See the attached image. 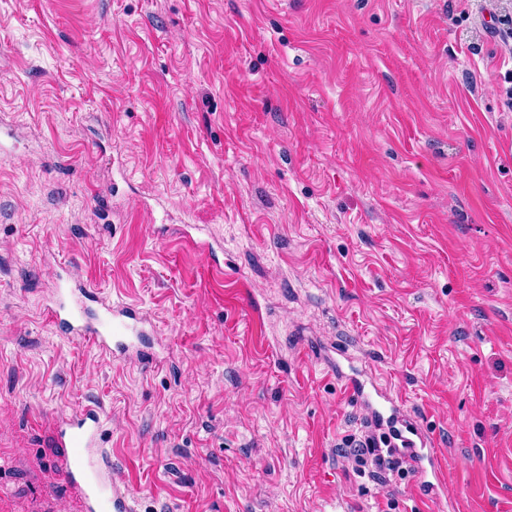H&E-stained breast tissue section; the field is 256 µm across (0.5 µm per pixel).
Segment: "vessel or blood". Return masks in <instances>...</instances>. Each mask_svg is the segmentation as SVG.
<instances>
[{
  "label": "vessel or blood",
  "mask_w": 512,
  "mask_h": 512,
  "mask_svg": "<svg viewBox=\"0 0 512 512\" xmlns=\"http://www.w3.org/2000/svg\"><path fill=\"white\" fill-rule=\"evenodd\" d=\"M47 312L61 333L90 340L115 357L125 356L133 348L144 323L135 308L106 306L94 312L65 289L51 299ZM343 388L357 405L370 410L373 427H391L392 438L407 448L406 462L419 492L430 499L440 498L444 485L440 456L420 429L396 428L402 413L399 400L357 379H345ZM102 428L99 411L91 408L54 417L50 441L58 452L59 466L78 497L81 512H136L128 489L112 469L110 452L101 445Z\"/></svg>",
  "instance_id": "obj_1"
}]
</instances>
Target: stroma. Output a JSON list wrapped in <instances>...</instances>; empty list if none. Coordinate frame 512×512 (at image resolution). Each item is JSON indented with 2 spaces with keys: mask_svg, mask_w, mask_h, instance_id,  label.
<instances>
[{
  "mask_svg": "<svg viewBox=\"0 0 512 512\" xmlns=\"http://www.w3.org/2000/svg\"><path fill=\"white\" fill-rule=\"evenodd\" d=\"M512 0H0V512H80L102 410L137 512H512ZM147 317L115 360L52 288ZM432 436L358 475L340 375ZM343 388L356 405L370 410L374 429L385 424L391 437L399 441L402 448H409L406 462L414 473L419 492L429 499L440 498L444 485L440 456L432 448L429 438L417 427L413 429L403 425V429L396 428L397 418L402 413L399 400L374 385L367 389L366 384L358 379H345ZM391 429L394 430L391 432ZM102 428L101 414L91 408L54 417L50 441L55 457L82 512H136L128 489L112 470L111 453L102 448Z\"/></svg>",
  "mask_w": 512,
  "mask_h": 512,
  "instance_id": "stroma-1",
  "label": "stroma"
}]
</instances>
